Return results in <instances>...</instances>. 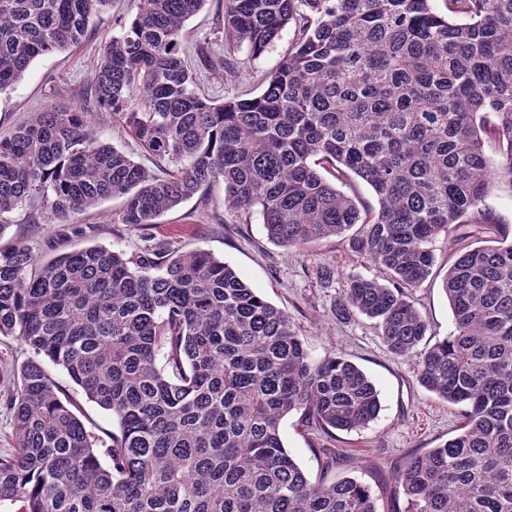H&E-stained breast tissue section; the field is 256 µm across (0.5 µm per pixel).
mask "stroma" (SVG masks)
<instances>
[{
  "label": "stroma",
  "instance_id": "stroma-1",
  "mask_svg": "<svg viewBox=\"0 0 512 512\" xmlns=\"http://www.w3.org/2000/svg\"><path fill=\"white\" fill-rule=\"evenodd\" d=\"M139 0H112L95 16L81 46L37 58L25 78L0 94V138L9 135L30 113L51 107L82 109L90 99L89 81L104 45L117 35L118 20H130ZM185 50L202 92L217 101L250 97L261 89L262 77L274 71L288 51L293 33L284 29L280 38L259 58L239 48L234 76L202 70L198 48L215 57L224 54V20L216 0L185 24ZM120 203L103 201L95 209L71 217L69 223L54 224L47 208L22 206L8 215L9 236L24 239L33 253L47 260L82 247L101 244L128 253L145 245L169 242L182 250H202L232 265L253 288L274 306L288 312L300 338L314 358L340 352L362 368L376 383L381 411L378 419L359 432L341 433L332 449L334 462L324 466L315 454V437L302 426L298 414L281 424L288 451L312 479L333 482L353 477L372 486L381 512H391L390 487L381 478L397 468L411 452H423L452 436L457 425L453 409L425 391L416 381L412 356L392 354L383 344L374 321L355 314L337 319L336 297L347 278L354 274L386 279L383 268L354 256L338 238L287 249L270 242L259 214L241 218L224 208V185L216 182L202 189L179 208L163 216L150 229L115 223ZM464 238L439 239L432 275L414 288L417 308L431 326L432 340L448 335L453 320L443 292V279L457 249L467 246ZM330 267V283L318 277L321 267ZM29 348L11 336H0V455L11 453L15 439L6 398L13 377L31 358ZM48 372L77 403V414L99 437L116 431L111 413L88 400L61 367L48 365Z\"/></svg>",
  "mask_w": 512,
  "mask_h": 512
}]
</instances>
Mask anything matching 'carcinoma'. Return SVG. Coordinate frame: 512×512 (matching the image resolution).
<instances>
[{
	"instance_id": "cac0c4a2",
	"label": "carcinoma",
	"mask_w": 512,
	"mask_h": 512,
	"mask_svg": "<svg viewBox=\"0 0 512 512\" xmlns=\"http://www.w3.org/2000/svg\"><path fill=\"white\" fill-rule=\"evenodd\" d=\"M108 2L0 0V93L79 46ZM205 3L141 0L92 74L93 107L173 169L96 138L87 109L36 112L0 139V239L26 203L66 224L119 198L117 222L146 228L218 181L225 209L259 213L280 246L345 239L388 279L349 277L336 316L376 320L459 420L390 473L393 512H512V244L459 252L443 282L453 330L432 345L411 293L439 238L501 234L485 199L512 186V0H445L444 15L431 0H224L229 49L257 58L287 26L295 39L258 95L220 103L185 60L184 23ZM328 174L364 182L378 207ZM0 335L34 354L0 456L16 512H379L367 484L310 480L281 435L293 412L331 440L369 427L375 383L342 355L314 359L288 313L208 252L91 245L41 261L0 243ZM46 361L112 413L109 441Z\"/></svg>"
}]
</instances>
